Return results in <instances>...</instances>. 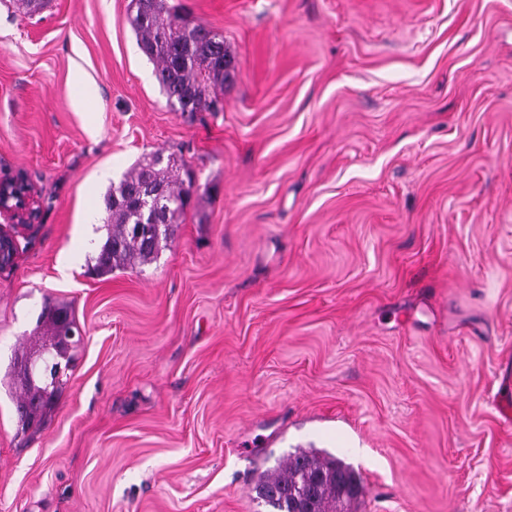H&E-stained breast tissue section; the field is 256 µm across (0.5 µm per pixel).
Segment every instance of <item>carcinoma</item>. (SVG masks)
<instances>
[{"instance_id":"carcinoma-1","label":"carcinoma","mask_w":512,"mask_h":512,"mask_svg":"<svg viewBox=\"0 0 512 512\" xmlns=\"http://www.w3.org/2000/svg\"><path fill=\"white\" fill-rule=\"evenodd\" d=\"M130 25L141 52L154 64L160 90L181 112H216L215 90L224 86L232 64L224 48V35L207 24L192 23L172 0H149L148 9L131 4ZM161 154L135 162L106 194L107 236L94 257L93 271L102 276L115 269L146 265L157 258L171 226L179 223L198 191L192 172L181 171L174 158L160 164ZM44 327L41 354H49V378L30 380L16 369L13 382L23 395L17 406L23 428L40 423L64 384L61 370L73 355L53 349L63 327L77 324L72 309L49 306L39 316ZM360 480L336 456L316 449H299L273 469L257 477L255 492L272 512H347L363 490L346 482Z\"/></svg>"}]
</instances>
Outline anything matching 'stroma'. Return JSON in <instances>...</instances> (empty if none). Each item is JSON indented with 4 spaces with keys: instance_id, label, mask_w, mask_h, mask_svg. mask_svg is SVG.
<instances>
[{
    "instance_id": "35a3bbf8",
    "label": "stroma",
    "mask_w": 512,
    "mask_h": 512,
    "mask_svg": "<svg viewBox=\"0 0 512 512\" xmlns=\"http://www.w3.org/2000/svg\"><path fill=\"white\" fill-rule=\"evenodd\" d=\"M224 36L179 112L129 0H0V512H268L261 471L350 464L356 512H512V0H177ZM198 186L143 267L89 273L142 155ZM83 329L42 423L10 382L45 304ZM0 214H7L11 225L0 227V265L13 251L17 237L39 219L32 187L22 177L0 181ZM4 266V265H1Z\"/></svg>"
}]
</instances>
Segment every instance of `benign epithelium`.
<instances>
[{
	"instance_id": "1",
	"label": "benign epithelium",
	"mask_w": 512,
	"mask_h": 512,
	"mask_svg": "<svg viewBox=\"0 0 512 512\" xmlns=\"http://www.w3.org/2000/svg\"><path fill=\"white\" fill-rule=\"evenodd\" d=\"M0 214L11 219V225L0 227V264L13 251L21 231L39 219V210L32 187L22 177L0 181Z\"/></svg>"
}]
</instances>
